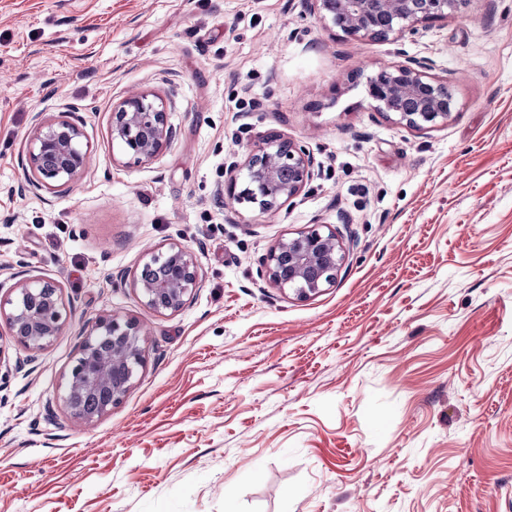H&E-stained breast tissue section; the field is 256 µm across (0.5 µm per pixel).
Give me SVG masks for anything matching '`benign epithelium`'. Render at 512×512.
<instances>
[{"label": "benign epithelium", "mask_w": 512, "mask_h": 512, "mask_svg": "<svg viewBox=\"0 0 512 512\" xmlns=\"http://www.w3.org/2000/svg\"><path fill=\"white\" fill-rule=\"evenodd\" d=\"M307 2L326 28H337L355 39L397 43L405 38L414 40L431 24L460 13L468 0H338L339 14L331 0ZM431 70L430 59L417 57L380 68L368 80L370 108L408 129L448 124L453 110L448 81L433 77ZM175 136L165 102L158 96H130L112 113V139L135 164L153 161ZM82 137L80 126L70 115L38 123L28 150L29 184L72 190L90 164ZM237 170L245 172L246 186L238 188V177L230 176L221 190L224 202L232 207L251 205L261 213L279 210L318 175L309 151L277 134L253 145ZM344 258L336 229L315 224L271 245L264 259L265 276L275 287L307 298L336 282ZM154 265L165 267L163 279L134 278L143 303L159 313L181 310L200 286L193 252L173 242L145 254L143 268ZM62 308L60 287L51 280L17 283L7 296H0V318L6 320L14 341L34 353L63 332ZM143 336L144 329L133 320L113 315L96 320L67 379L65 403L73 417L91 422L121 401L144 364ZM86 394L100 397L92 413L76 405L77 398Z\"/></svg>", "instance_id": "1"}]
</instances>
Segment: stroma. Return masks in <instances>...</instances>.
Returning <instances> with one entry per match:
<instances>
[{
  "label": "stroma",
  "instance_id": "1",
  "mask_svg": "<svg viewBox=\"0 0 512 512\" xmlns=\"http://www.w3.org/2000/svg\"><path fill=\"white\" fill-rule=\"evenodd\" d=\"M432 60L455 108L410 130L367 79ZM161 96L147 164L115 106ZM73 113L91 166L34 189V117ZM277 133L320 174L273 213L228 208L231 163ZM314 224L346 256L308 298L262 276ZM172 242L200 286L175 313L133 285ZM51 279L63 333L37 354L0 319V512H512V0H469L396 46L306 0H0V280ZM146 329L145 363L91 422L64 402L95 321ZM175 136L165 102L158 96H130L112 113V139L121 144L123 153L134 164L153 161Z\"/></svg>",
  "mask_w": 512,
  "mask_h": 512
}]
</instances>
